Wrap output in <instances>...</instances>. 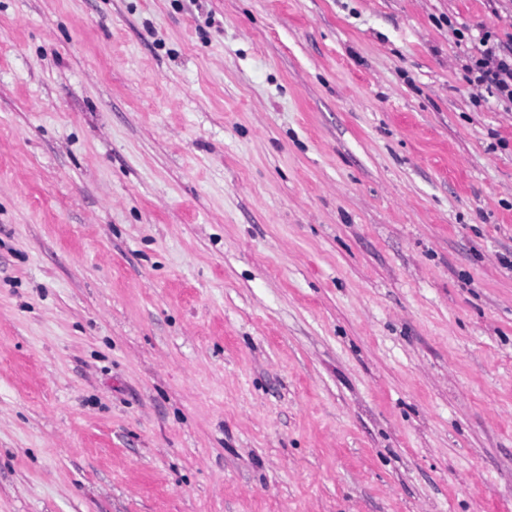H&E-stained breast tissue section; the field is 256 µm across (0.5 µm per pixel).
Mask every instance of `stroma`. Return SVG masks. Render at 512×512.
<instances>
[{"instance_id": "1", "label": "stroma", "mask_w": 512, "mask_h": 512, "mask_svg": "<svg viewBox=\"0 0 512 512\" xmlns=\"http://www.w3.org/2000/svg\"><path fill=\"white\" fill-rule=\"evenodd\" d=\"M512 0H0V512H512ZM476 39L478 43L465 66L469 83L512 108V33L506 41L493 31H485Z\"/></svg>"}]
</instances>
